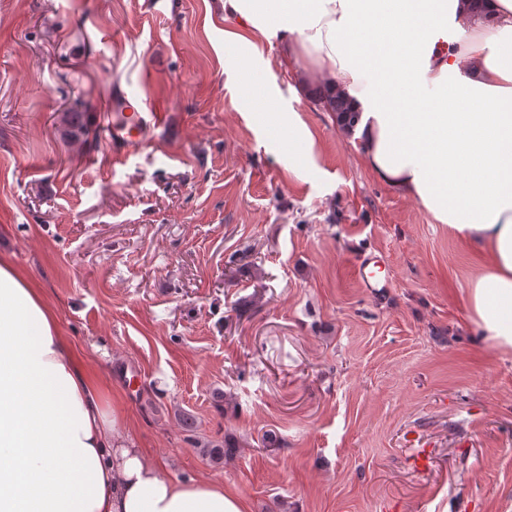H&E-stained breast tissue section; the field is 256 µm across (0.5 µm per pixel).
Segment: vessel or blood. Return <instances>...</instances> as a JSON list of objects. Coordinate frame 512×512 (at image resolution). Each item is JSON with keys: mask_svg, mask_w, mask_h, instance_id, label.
Segmentation results:
<instances>
[{"mask_svg": "<svg viewBox=\"0 0 512 512\" xmlns=\"http://www.w3.org/2000/svg\"><path fill=\"white\" fill-rule=\"evenodd\" d=\"M135 99L122 93L112 97L110 108L112 120L105 126V136L114 149L113 160H121L126 150L139 143L146 142L148 133L166 124V115L152 110L136 112ZM379 261L372 256L362 257L355 270L356 278L368 293H376L380 283L376 280L374 269Z\"/></svg>", "mask_w": 512, "mask_h": 512, "instance_id": "vessel-or-blood-1", "label": "vessel or blood"}]
</instances>
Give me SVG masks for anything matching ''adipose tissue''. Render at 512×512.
Wrapping results in <instances>:
<instances>
[{"label": "adipose tissue", "mask_w": 512, "mask_h": 512, "mask_svg": "<svg viewBox=\"0 0 512 512\" xmlns=\"http://www.w3.org/2000/svg\"><path fill=\"white\" fill-rule=\"evenodd\" d=\"M215 11L256 121L288 128L278 147L289 171L304 176L313 136L254 88L262 39L279 41L293 91L313 82L350 102L353 146L375 179L486 255L464 302L486 340L511 352L512 0H487L481 14L469 0H216ZM0 512H248L223 484L174 479L137 447L111 388L4 256Z\"/></svg>", "instance_id": "ef3b65f1"}]
</instances>
